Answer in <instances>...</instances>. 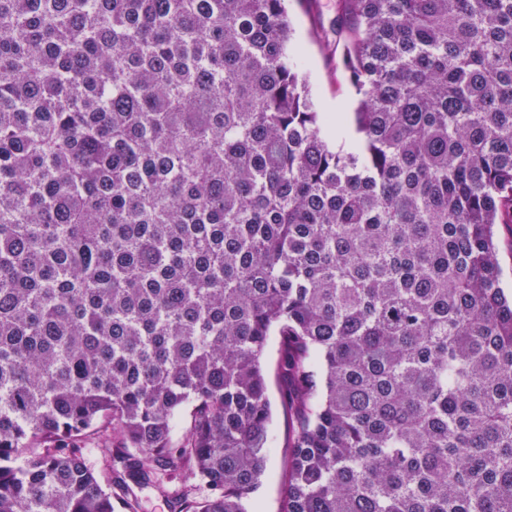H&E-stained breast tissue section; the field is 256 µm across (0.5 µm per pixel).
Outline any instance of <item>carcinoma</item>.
<instances>
[{
	"instance_id": "obj_1",
	"label": "carcinoma",
	"mask_w": 512,
	"mask_h": 512,
	"mask_svg": "<svg viewBox=\"0 0 512 512\" xmlns=\"http://www.w3.org/2000/svg\"><path fill=\"white\" fill-rule=\"evenodd\" d=\"M285 2L0 0V512H250L273 336L280 512H512V0ZM337 0L306 4L290 0L295 39L304 48L303 72L308 76L319 110L353 112L354 88L344 64V35L338 30ZM499 261L508 291H512V224H498ZM87 463L95 470L103 484L112 482V491L121 493V491L113 485L116 480V476L123 478L125 485H127L138 498L139 501V512H170L168 499L164 497L160 491L153 485V483H136L128 477L127 473L118 466V474L112 472L101 454L96 450L92 449L86 453Z\"/></svg>"
}]
</instances>
